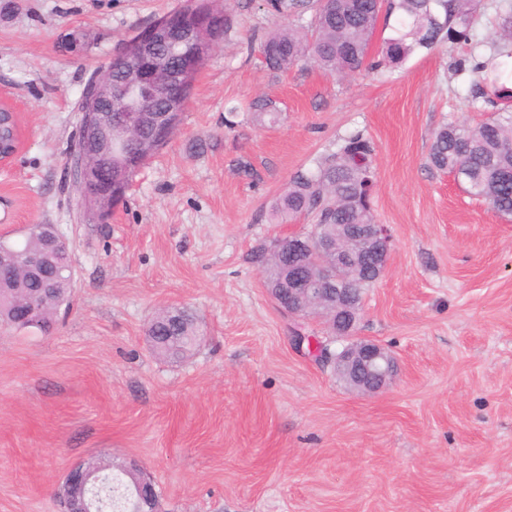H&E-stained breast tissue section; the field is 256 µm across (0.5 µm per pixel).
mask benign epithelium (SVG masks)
Returning <instances> with one entry per match:
<instances>
[{
  "label": "benign epithelium",
  "mask_w": 512,
  "mask_h": 512,
  "mask_svg": "<svg viewBox=\"0 0 512 512\" xmlns=\"http://www.w3.org/2000/svg\"><path fill=\"white\" fill-rule=\"evenodd\" d=\"M173 35L178 36V41L194 46V50L183 56L175 69L171 68L168 57L160 50ZM215 47L214 37L208 35L204 27L190 22L172 27L159 19L126 50L131 57L147 60V66L129 71L116 88L112 84V66L109 65L85 87L79 127L83 147L75 156L73 187L79 195L87 222L106 223L112 208L123 200L120 187L131 176V170L125 168L101 172L89 161L88 153L104 144L110 159L112 150L133 139L141 156L153 155L161 147V142L145 133L147 125L160 121L171 129L176 126L186 105V90L194 85L201 66ZM118 91L143 102L158 98L162 101V110L155 114L149 108L136 106L114 121L108 104ZM340 232L364 250H377L379 274L385 273L392 243L388 225L366 224L363 232L357 234L343 227ZM276 248L288 251V265L284 266L279 282L270 289V293L281 310L293 319L294 331L298 333L294 337L296 344H308L309 352L317 359L335 367L336 374H346L353 391L373 394L386 389L398 370L395 356L374 340L353 336L359 311L349 308L346 289L336 288V296L330 301L323 295V290L338 281L333 272L355 268L359 255L338 249L327 238L314 245L299 234L280 238ZM313 251L327 256L320 288L310 286L304 266L305 257ZM324 302L336 308V317L325 323L326 328L334 337L347 341L339 355L331 354L325 349V343L303 333V322L314 316V304ZM93 469L100 474V481L107 482L108 476L99 463L75 465L66 471L62 486L64 512H155L156 489L151 479L142 477L133 488L113 486L112 504L109 505L99 500L96 491L89 487Z\"/></svg>",
  "instance_id": "obj_1"
}]
</instances>
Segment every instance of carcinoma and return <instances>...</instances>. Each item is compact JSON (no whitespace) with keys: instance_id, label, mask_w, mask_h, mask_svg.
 Returning <instances> with one entry per match:
<instances>
[{"instance_id":"carcinoma-1","label":"carcinoma","mask_w":512,"mask_h":512,"mask_svg":"<svg viewBox=\"0 0 512 512\" xmlns=\"http://www.w3.org/2000/svg\"><path fill=\"white\" fill-rule=\"evenodd\" d=\"M262 7L271 15L296 21L262 43L260 52L267 68L285 71L309 61L333 75L362 68L382 13L387 20L396 16L394 35L384 41L381 51L383 60L392 64L416 51H431L445 43H468L476 20L473 0H263ZM308 12L311 20L303 27L299 21ZM200 14L202 25L218 42L232 28L231 17L223 11L203 8ZM472 71L478 77L476 96L494 111L476 125L442 126L432 138L428 161L438 171L454 173L471 197L486 203L497 215L511 218L512 109L497 105V100L509 93L501 82L502 75L487 64L477 62ZM251 109L261 120L278 119V110L269 99L256 100ZM0 121L3 148H12L17 141V123L10 114L1 116ZM374 182L372 144L364 134L352 133L341 139L336 150L321 156L315 167L294 174L273 201L271 218L282 224L307 214L314 223L303 235L333 238L340 224L375 223ZM48 244L50 240L43 232L32 231L19 245L0 240V250L27 254ZM253 261L273 275L286 262V256L262 248L253 254ZM350 280L361 296L378 277L373 267L361 261L350 271ZM0 281L12 289L11 299L0 302V322L18 330L33 327L49 332L58 308L70 301L72 281L63 250L55 264L41 274L3 270ZM147 335L152 338L153 351L169 360L186 358L202 340L194 315L181 308L157 313Z\"/></svg>"}]
</instances>
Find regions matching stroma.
<instances>
[{
  "label": "stroma",
  "instance_id": "stroma-1",
  "mask_svg": "<svg viewBox=\"0 0 512 512\" xmlns=\"http://www.w3.org/2000/svg\"><path fill=\"white\" fill-rule=\"evenodd\" d=\"M184 0H0V96L22 147L0 167V237L55 225L75 269L50 333L0 326V512H59L66 468L138 461L159 512H512V218L429 167L434 132L475 124V61L512 55L506 0H478L473 39L340 78L274 72L261 43L284 21L221 0L232 30L206 60L172 140L106 224L80 220L70 166L88 80ZM83 33V47L69 35ZM275 101L280 118L249 105ZM363 131L378 223L393 243L360 336L399 374L361 395L291 341L253 252L308 217L270 219L294 173ZM203 335L155 355L164 308Z\"/></svg>",
  "mask_w": 512,
  "mask_h": 512
}]
</instances>
